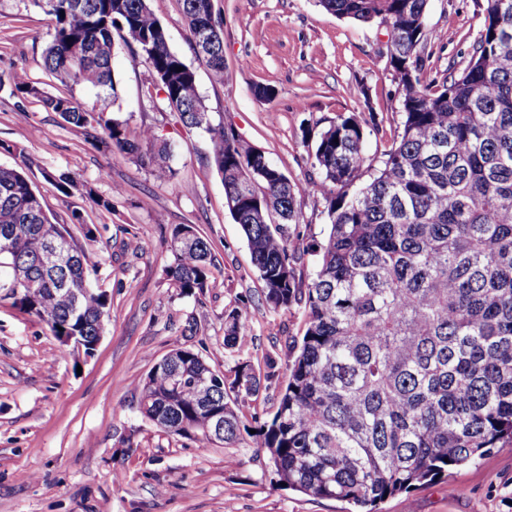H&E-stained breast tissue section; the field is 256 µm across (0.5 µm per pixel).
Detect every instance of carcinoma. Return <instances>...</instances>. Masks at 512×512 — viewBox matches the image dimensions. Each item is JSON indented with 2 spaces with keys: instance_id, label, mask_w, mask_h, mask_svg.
<instances>
[{
  "instance_id": "obj_1",
  "label": "carcinoma",
  "mask_w": 512,
  "mask_h": 512,
  "mask_svg": "<svg viewBox=\"0 0 512 512\" xmlns=\"http://www.w3.org/2000/svg\"><path fill=\"white\" fill-rule=\"evenodd\" d=\"M181 2L192 49L213 81L224 82L221 32L207 48L198 41L214 18L213 0ZM318 2L339 18L386 24L402 121L396 141L369 163L364 122L336 117L312 147L319 178L303 185L213 123L196 72L172 50L149 0H48L40 7L54 27L43 68L63 83L115 97L114 34L134 43L168 107L209 134L265 302L274 310L304 305L306 329L285 381L269 354L264 372L245 361L227 376L199 352L177 347L173 364L138 382L141 413L189 440H205L222 420L221 442L230 445L247 424L228 393L255 396L273 387L276 411L252 420L280 481L376 512L385 496L512 446V0H487L467 67L429 82L422 55L428 0ZM9 81L67 125L100 127L95 147L137 156L150 146L156 178L174 176L167 143L150 128L133 133L71 97L42 93L24 72ZM43 177L65 194L77 185L66 173ZM301 193L323 197L329 226L313 249L315 271L306 283L296 278L300 256L292 249ZM43 224L53 222L30 177L0 166V296L57 338L102 335L98 313L109 300L91 282L95 253L72 236L74 261L44 267ZM191 229L171 227L166 269L186 297L204 292L214 267L209 242L187 237ZM18 265L37 281L36 291L12 289ZM246 308L241 299L226 314L224 347L251 339Z\"/></svg>"
}]
</instances>
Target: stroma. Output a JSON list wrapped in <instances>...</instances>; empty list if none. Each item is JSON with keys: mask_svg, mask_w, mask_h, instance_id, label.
<instances>
[{"mask_svg": "<svg viewBox=\"0 0 512 512\" xmlns=\"http://www.w3.org/2000/svg\"><path fill=\"white\" fill-rule=\"evenodd\" d=\"M172 49L197 74L213 122L232 126L297 183L317 177L303 133L337 115L365 120L374 158L400 131L401 90L389 65L387 30L327 13L317 0H213L224 40V81L213 83L194 54L180 0H150ZM487 0H429L425 77L469 63ZM53 20L30 0H0V75L24 71L52 95L151 128L169 144L173 178L148 158L95 147L99 131L72 129L38 98L0 84V166L24 170L54 221L81 214L95 228L87 246L100 261L92 282L110 301L92 354L62 344L38 318L0 299V512H354L347 502L284 487L252 437L233 446L169 435L140 412L136 388L174 348L198 350L218 371L237 359L286 363L305 330L302 305H266L246 238L226 206L208 134L170 110L150 67L117 42L118 95L63 85L42 66ZM260 86L275 96L257 97ZM74 175L61 193L44 172ZM92 196H85V189ZM109 208L95 206V199ZM299 280L314 273L311 246L327 232L322 197L299 195ZM191 224L208 240L215 268L199 297L181 296L165 270L169 228ZM249 300L251 341L224 347V316ZM197 323L189 331V323ZM378 512H512V446L388 497Z\"/></svg>", "mask_w": 512, "mask_h": 512, "instance_id": "obj_1", "label": "stroma"}]
</instances>
